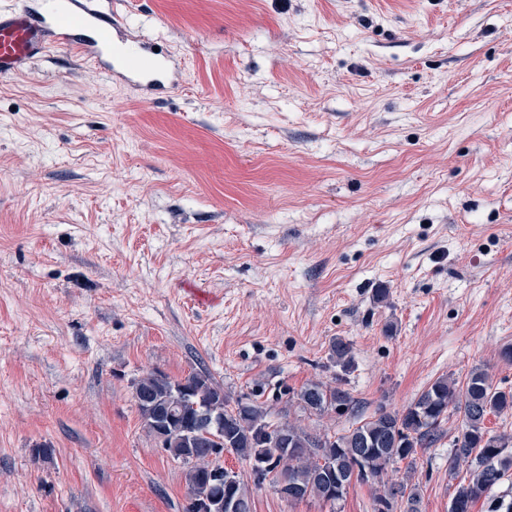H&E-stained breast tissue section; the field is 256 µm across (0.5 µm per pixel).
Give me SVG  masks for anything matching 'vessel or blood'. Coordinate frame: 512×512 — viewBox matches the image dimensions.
I'll list each match as a JSON object with an SVG mask.
<instances>
[{"instance_id": "b4317fda", "label": "vessel or blood", "mask_w": 512, "mask_h": 512, "mask_svg": "<svg viewBox=\"0 0 512 512\" xmlns=\"http://www.w3.org/2000/svg\"><path fill=\"white\" fill-rule=\"evenodd\" d=\"M77 25L62 20L55 0L40 7L0 9V74H16L54 44L72 46L115 84H134L152 95L166 86L178 87L179 62L170 54L143 47L137 59L120 54L121 17L102 10L99 0H68Z\"/></svg>"}]
</instances>
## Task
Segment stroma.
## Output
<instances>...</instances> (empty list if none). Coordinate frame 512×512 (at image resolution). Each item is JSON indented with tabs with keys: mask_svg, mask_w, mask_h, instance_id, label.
<instances>
[{
	"mask_svg": "<svg viewBox=\"0 0 512 512\" xmlns=\"http://www.w3.org/2000/svg\"><path fill=\"white\" fill-rule=\"evenodd\" d=\"M112 7L178 89L65 47L0 76V512H185L133 398L154 369L308 428L349 424L291 400L338 337L368 415L475 366L512 388V0ZM458 425L417 455L419 512H448ZM224 466L254 512H372Z\"/></svg>",
	"mask_w": 512,
	"mask_h": 512,
	"instance_id": "1",
	"label": "stroma"
}]
</instances>
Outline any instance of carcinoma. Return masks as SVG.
I'll return each mask as SVG.
<instances>
[{"instance_id": "carcinoma-1", "label": "carcinoma", "mask_w": 512, "mask_h": 512, "mask_svg": "<svg viewBox=\"0 0 512 512\" xmlns=\"http://www.w3.org/2000/svg\"><path fill=\"white\" fill-rule=\"evenodd\" d=\"M330 359L347 372L355 364L351 343L342 338L330 345ZM182 381H173L158 371H149L134 382L133 396L140 417L155 436L164 431V450L185 466L193 503L224 498V487L212 478L215 459L214 436L238 458L249 462L254 481L274 477L275 489L288 493V500H342L353 482L374 488L373 509L397 512L398 501L406 499L405 512H418L417 492L408 490L418 450L434 444L442 434V422L452 412L461 421L448 457V477L458 480L448 512H472L476 502L490 501L488 512H512V502L491 498L494 489L512 471V435L492 433L485 428L488 415L512 412V388L493 384L482 367L471 369L465 379L441 377L431 383L402 411L382 408L370 416L360 413L351 393L323 381L309 382L297 393L305 412L319 417L335 414L353 419L348 427L332 432L309 431L299 424L272 425L261 405L231 404L224 388L203 370ZM279 435L280 448L267 444L266 437ZM406 463L399 482L385 480L389 471ZM465 476H460V473ZM231 494L236 512H252L253 503L243 477L233 475Z\"/></svg>"}]
</instances>
